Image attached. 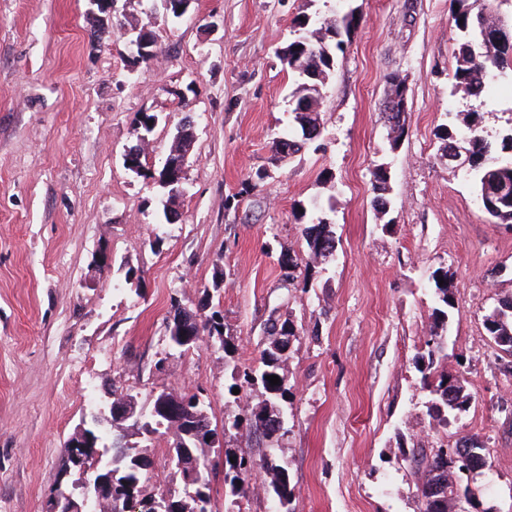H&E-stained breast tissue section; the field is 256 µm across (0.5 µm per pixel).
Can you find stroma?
Returning a JSON list of instances; mask_svg holds the SVG:
<instances>
[{
	"instance_id": "35a3bbf8",
	"label": "stroma",
	"mask_w": 512,
	"mask_h": 512,
	"mask_svg": "<svg viewBox=\"0 0 512 512\" xmlns=\"http://www.w3.org/2000/svg\"><path fill=\"white\" fill-rule=\"evenodd\" d=\"M348 5L360 23L318 104L321 135L278 160L295 88L278 51L294 18L334 17L338 0H193L180 18L117 0L102 27L89 0H0V512H47L67 439L109 393L145 405L162 389L199 392L217 426L258 404L259 389L229 393L222 348L171 346L175 307L200 312L214 283L233 363L257 365L269 320L297 331L275 444L294 512H420L413 450L464 436L489 450L466 512H512V361L495 358L484 325L512 294V227L490 223L436 137L469 112L490 139L511 128L512 71L483 98L455 90L454 0ZM135 28L155 37L153 61L133 62ZM395 77L407 117L393 151L382 105ZM145 113L159 122L138 175L123 155ZM187 116L195 142L169 223L155 178ZM385 161L382 213L371 172ZM313 202L336 239L325 260H309L300 231L298 207ZM282 251L306 272L287 279ZM440 268L457 290L438 368L469 396L444 426L415 367ZM175 433L148 442V493L168 486Z\"/></svg>"
}]
</instances>
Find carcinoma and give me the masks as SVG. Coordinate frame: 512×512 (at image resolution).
Here are the masks:
<instances>
[{
    "instance_id": "1",
    "label": "carcinoma",
    "mask_w": 512,
    "mask_h": 512,
    "mask_svg": "<svg viewBox=\"0 0 512 512\" xmlns=\"http://www.w3.org/2000/svg\"><path fill=\"white\" fill-rule=\"evenodd\" d=\"M498 0H456L458 4L455 18L459 31V48L455 56L453 72L455 85L464 92L478 98L488 87V79L496 71L512 65V37L503 41L494 36L493 22L486 16L484 5H495ZM359 17L355 10L336 13L332 22H323L321 27L309 31L316 19L304 16L295 20L297 37L279 51V57L288 67L297 82L294 92L292 120L301 128L303 139L296 140L281 136L274 141L275 159L291 157L320 134L317 104L326 85L329 72L336 64L337 53L344 51V37L358 26ZM402 81L394 78L391 92L398 102L386 98L384 118L394 136L389 138L390 152H395L404 133L405 122L396 112L397 103L404 102L400 92ZM437 138L442 141L443 150L457 145L469 163L463 171L472 183L476 198L483 211L493 223H512V128L503 133L495 143L483 134V128L476 118L465 122L460 129L453 123L441 127ZM389 172L384 164L372 171V187L375 192L374 205L387 212L390 200L386 197V184ZM157 182L172 201L180 193L182 177H175L160 171ZM301 217L307 219L302 224L301 233L305 238L310 254L314 258H327L335 250V238L331 223L325 211L317 203L310 207L300 206ZM434 293L437 307L433 310L431 338L426 342V350L417 356L415 364L423 374L428 389L427 413L439 423H448V414L466 410L468 395L460 379H450L438 373L436 364L445 357V336L449 317L454 308V295L457 285L448 272L436 270L433 273ZM220 312L215 310L200 321L194 337L181 338L175 333L177 325L169 328L170 340L181 349L189 351L199 347L203 341L219 345L229 352L230 341L224 337L223 325L219 322ZM484 325L496 349L512 356V296L498 301L485 316ZM269 335L275 337L261 351L260 363L256 369L235 366L231 370L234 387L242 388L259 385L264 399L252 408L244 418H236L224 425V431L246 427L267 441H277L288 433V384L282 372L286 360V342L296 335L294 327L287 321L271 320ZM276 375L280 384L272 385L267 377ZM162 399H172V394L161 390L154 394L149 405H138L135 398H119L136 411L132 426L135 434L144 437L156 432L157 427L167 423L176 427V439L168 449L170 456L169 482L174 487L157 495L145 494V484L152 477L150 455L138 446L128 443L112 448L107 453L102 437L91 428H85L76 441L82 445L78 449L79 460L65 453L60 470V478L85 468H94L110 480L112 504L103 500H89L103 508V512H211L210 491L212 477L218 474L219 462L209 458L208 451L215 448L217 429L212 427L209 413L202 403L195 402L197 395L185 394L181 400L187 403L188 411L183 415L161 416L154 413L156 404ZM473 437H464L447 451L439 450L429 456L424 449H417L414 457V475L418 496L422 504L421 512H433L435 498L442 496L446 501L453 500L457 485L468 479L464 473L465 464L458 456L467 449ZM256 472L268 479L271 496L276 503V512H293L294 498L288 460L268 450L260 457L250 452L232 453L224 451V496L236 498L244 493L245 483Z\"/></svg>"
}]
</instances>
